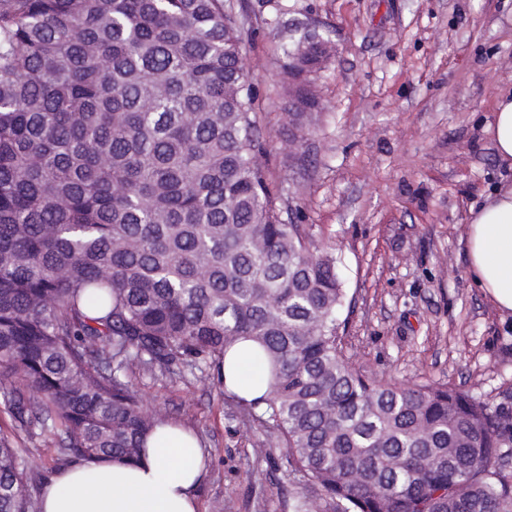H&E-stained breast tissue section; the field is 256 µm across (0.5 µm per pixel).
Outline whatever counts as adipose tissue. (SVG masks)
Segmentation results:
<instances>
[{"label": "adipose tissue", "instance_id": "1", "mask_svg": "<svg viewBox=\"0 0 512 512\" xmlns=\"http://www.w3.org/2000/svg\"><path fill=\"white\" fill-rule=\"evenodd\" d=\"M500 160L512 164V93L498 98L487 128ZM467 250L475 284L498 309L512 313V186L488 196L470 217ZM259 347L245 341L224 358V389L249 401L268 387L267 375L248 370ZM205 452L194 434L167 423L132 462H83L49 478L40 512H197L195 490Z\"/></svg>", "mask_w": 512, "mask_h": 512}]
</instances>
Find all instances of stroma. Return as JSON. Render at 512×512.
<instances>
[{
	"instance_id": "1",
	"label": "stroma",
	"mask_w": 512,
	"mask_h": 512,
	"mask_svg": "<svg viewBox=\"0 0 512 512\" xmlns=\"http://www.w3.org/2000/svg\"><path fill=\"white\" fill-rule=\"evenodd\" d=\"M268 151L259 159L292 220L336 256L343 352L405 384L446 383L485 400L512 392V315L474 284L470 212L512 183L486 128L512 91V0H231ZM332 51L310 78L319 106L288 131L277 16ZM146 405L199 437L198 512H291L304 486L285 449L222 387L132 377ZM193 415H184V401Z\"/></svg>"
}]
</instances>
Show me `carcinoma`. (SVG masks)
<instances>
[{
  "instance_id": "1",
  "label": "carcinoma",
  "mask_w": 512,
  "mask_h": 512,
  "mask_svg": "<svg viewBox=\"0 0 512 512\" xmlns=\"http://www.w3.org/2000/svg\"><path fill=\"white\" fill-rule=\"evenodd\" d=\"M227 0H0V390L59 470L168 422L138 369L224 385L260 346L275 434L330 512H512V396L397 385L343 354L336 256L288 220ZM10 436V437H12ZM0 432V512L42 465Z\"/></svg>"
}]
</instances>
